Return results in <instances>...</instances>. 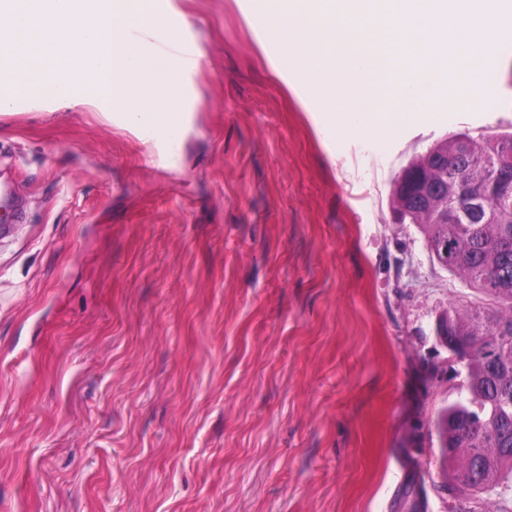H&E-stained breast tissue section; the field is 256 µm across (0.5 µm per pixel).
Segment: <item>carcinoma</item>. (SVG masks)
I'll return each mask as SVG.
<instances>
[{"mask_svg": "<svg viewBox=\"0 0 512 512\" xmlns=\"http://www.w3.org/2000/svg\"><path fill=\"white\" fill-rule=\"evenodd\" d=\"M512 132L467 131L415 157L392 180L431 173L448 198L392 207L398 224L418 227L431 259L479 295L471 306L448 305L437 325L464 345L456 398L428 423L437 438L455 512H512V191L491 185L512 170Z\"/></svg>", "mask_w": 512, "mask_h": 512, "instance_id": "1", "label": "carcinoma"}]
</instances>
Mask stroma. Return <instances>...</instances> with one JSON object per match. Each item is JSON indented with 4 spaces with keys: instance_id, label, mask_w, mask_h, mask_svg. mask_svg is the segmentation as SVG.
Returning <instances> with one entry per match:
<instances>
[{
    "instance_id": "35a3bbf8",
    "label": "stroma",
    "mask_w": 512,
    "mask_h": 512,
    "mask_svg": "<svg viewBox=\"0 0 512 512\" xmlns=\"http://www.w3.org/2000/svg\"><path fill=\"white\" fill-rule=\"evenodd\" d=\"M185 130L166 165L118 104L16 98L0 182V512H449L426 421L435 324L473 300L393 221L390 183L485 108L336 127L256 0H153Z\"/></svg>"
}]
</instances>
